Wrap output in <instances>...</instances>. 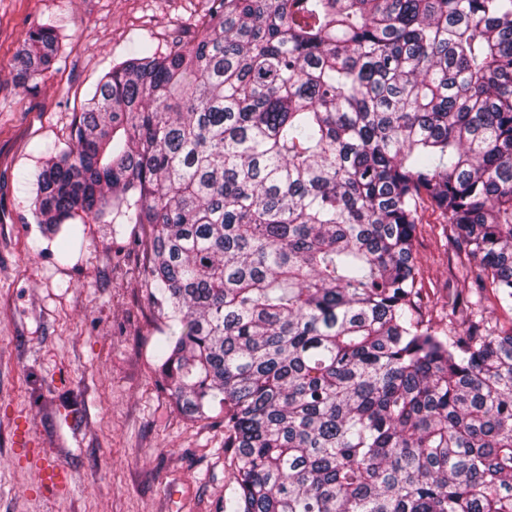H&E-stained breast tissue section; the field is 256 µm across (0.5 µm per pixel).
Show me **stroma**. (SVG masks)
<instances>
[{
    "label": "stroma",
    "mask_w": 512,
    "mask_h": 512,
    "mask_svg": "<svg viewBox=\"0 0 512 512\" xmlns=\"http://www.w3.org/2000/svg\"><path fill=\"white\" fill-rule=\"evenodd\" d=\"M209 0H0V512H217L234 485L224 432L181 415L159 383L167 327L148 300L128 224L46 237L33 181L68 147L76 116L115 62L149 41L188 39ZM60 49L37 89L18 79L30 29ZM442 217L424 206L414 241L422 312L448 325L451 271ZM72 482L49 498L28 462Z\"/></svg>",
    "instance_id": "obj_1"
}]
</instances>
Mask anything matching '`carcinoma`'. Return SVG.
Segmentation results:
<instances>
[{
	"instance_id": "carcinoma-1",
	"label": "carcinoma",
	"mask_w": 512,
	"mask_h": 512,
	"mask_svg": "<svg viewBox=\"0 0 512 512\" xmlns=\"http://www.w3.org/2000/svg\"><path fill=\"white\" fill-rule=\"evenodd\" d=\"M112 66L34 213L133 224L178 410L224 414L220 512H512V0H211ZM59 51L32 28V87ZM472 288L416 298L421 204Z\"/></svg>"
}]
</instances>
